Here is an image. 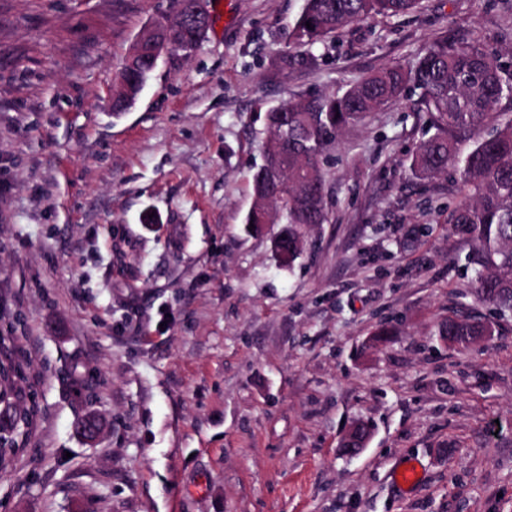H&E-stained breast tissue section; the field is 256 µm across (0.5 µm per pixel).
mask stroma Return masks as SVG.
<instances>
[{
  "label": "stroma",
  "mask_w": 512,
  "mask_h": 512,
  "mask_svg": "<svg viewBox=\"0 0 512 512\" xmlns=\"http://www.w3.org/2000/svg\"><path fill=\"white\" fill-rule=\"evenodd\" d=\"M302 4L206 0L207 38L116 112L132 44L173 0H0V333L34 410L0 512H512V313L473 302L472 245L447 222L460 181L411 173L417 96L327 147L329 220L293 265L280 225L243 224L269 108L441 36L512 66V0H422L276 66ZM452 312L486 336L448 347ZM356 422L371 438L352 456ZM409 461L424 479L404 496Z\"/></svg>",
  "instance_id": "obj_1"
}]
</instances>
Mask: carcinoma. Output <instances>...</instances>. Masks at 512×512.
<instances>
[{
	"label": "carcinoma",
	"instance_id": "carcinoma-1",
	"mask_svg": "<svg viewBox=\"0 0 512 512\" xmlns=\"http://www.w3.org/2000/svg\"><path fill=\"white\" fill-rule=\"evenodd\" d=\"M420 0H304L288 31V43L304 49L284 55V66L314 63L313 48L332 47L337 30L373 17L394 18L414 12ZM176 16L145 27L126 58L114 94L122 112L138 98L154 68L146 61L153 51L197 49L213 19L201 0H175ZM311 27H306V23ZM507 81L495 55L474 39L457 45L442 37L405 68L394 66L369 73L340 96L316 94L298 103L265 112L264 163L251 176L253 202L243 223L286 224L274 241L280 262L293 264L305 247L304 228L327 222V185L322 155L343 129L388 102L410 92L419 95L432 116L433 133L415 148L411 171L420 180L453 172L467 201L449 210L448 223L472 243L467 264L474 272V298L502 312L512 311V119L493 113L506 95ZM461 139L472 141L465 153ZM438 335L464 349L484 326L450 315ZM28 416L18 428H0V469L5 468L24 436Z\"/></svg>",
	"mask_w": 512,
	"mask_h": 512
}]
</instances>
